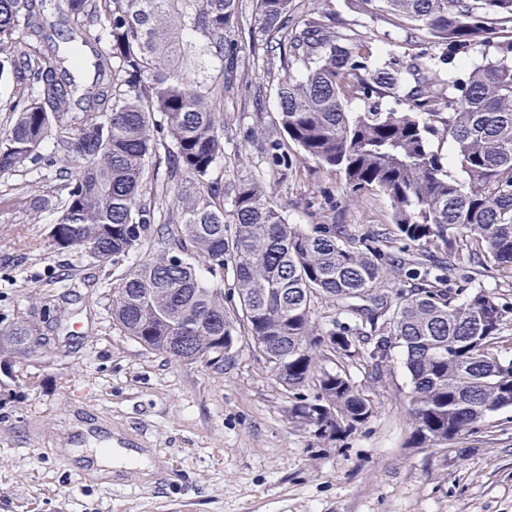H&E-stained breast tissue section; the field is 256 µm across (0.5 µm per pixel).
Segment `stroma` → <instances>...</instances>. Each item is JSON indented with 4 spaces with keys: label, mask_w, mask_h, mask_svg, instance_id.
Returning <instances> with one entry per match:
<instances>
[{
    "label": "stroma",
    "mask_w": 512,
    "mask_h": 512,
    "mask_svg": "<svg viewBox=\"0 0 512 512\" xmlns=\"http://www.w3.org/2000/svg\"><path fill=\"white\" fill-rule=\"evenodd\" d=\"M295 2L297 15L329 12L385 50L419 46L351 0ZM255 27V2L242 0L239 75L221 106L225 183L259 178L289 223L338 224L352 244L390 227L382 194L348 197L338 175L297 148L277 166L264 143L246 139L251 129L275 134L279 85L300 73ZM37 181L54 198L41 211L23 195ZM60 186L52 167L0 175V324L25 320L45 338L0 404V512H512V408L451 446H415L401 354L378 375L355 357L327 361L373 404L363 427L327 442L290 418L287 393L246 342L213 365L123 336L109 306L140 256L112 265L54 250ZM109 439L147 453L153 472L82 471L81 456Z\"/></svg>",
    "instance_id": "1"
}]
</instances>
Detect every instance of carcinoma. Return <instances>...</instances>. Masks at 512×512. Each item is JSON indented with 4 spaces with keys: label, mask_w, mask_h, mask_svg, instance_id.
<instances>
[{
    "label": "carcinoma",
    "mask_w": 512,
    "mask_h": 512,
    "mask_svg": "<svg viewBox=\"0 0 512 512\" xmlns=\"http://www.w3.org/2000/svg\"><path fill=\"white\" fill-rule=\"evenodd\" d=\"M52 2L0 0V76L22 96L0 137V174L57 167L54 248L101 263L148 250L112 298L115 329L191 363H217L226 336L250 343L291 418L320 439L372 413L346 371L323 367L330 355L359 351L379 370L400 350L419 445H451L512 407V359L500 355L512 302L481 285L490 267L512 280V30L490 40L512 24V0H352L431 43L382 64L373 42L326 13L297 18L294 0H255L259 33L302 70L279 86L288 141L269 148L286 164L293 144L352 198L387 197V250L370 236L346 244L334 224H290L262 181L242 176L228 190L214 175L240 0H65V34L51 28ZM213 58L225 62L217 75ZM351 99L363 109L349 111ZM159 155L161 183L150 169ZM462 243L472 261L462 274L425 251ZM38 335L25 321L0 327L7 377Z\"/></svg>",
    "instance_id": "obj_1"
}]
</instances>
